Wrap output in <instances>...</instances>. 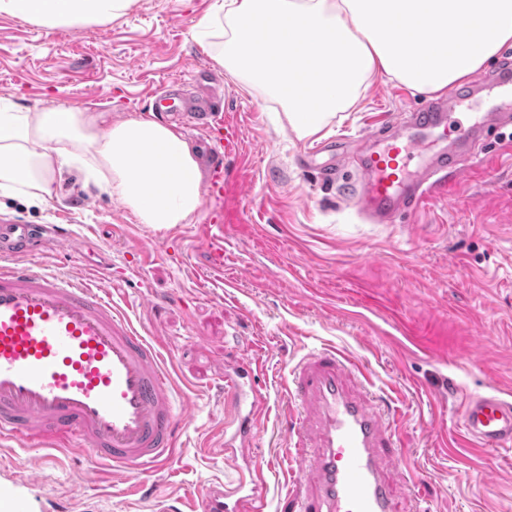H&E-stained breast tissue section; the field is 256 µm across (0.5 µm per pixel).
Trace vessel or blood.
Returning a JSON list of instances; mask_svg holds the SVG:
<instances>
[{
	"instance_id": "vessel-or-blood-1",
	"label": "vessel or blood",
	"mask_w": 512,
	"mask_h": 512,
	"mask_svg": "<svg viewBox=\"0 0 512 512\" xmlns=\"http://www.w3.org/2000/svg\"><path fill=\"white\" fill-rule=\"evenodd\" d=\"M512 125V60L483 79L408 110L367 137L352 162L348 195L373 224H395L418 210L481 150L490 129ZM69 231L43 237L31 224L0 225V441L28 448L65 445L111 465L126 479L159 471L177 452L176 429L192 401L180 395L159 345L142 336L115 302L111 265L94 283L49 272L31 256ZM259 364L224 368V462L237 476L204 485L191 512H266L271 466L254 451L261 406ZM361 363L333 348L308 355L289 392L306 414L310 448L288 451L289 482L305 485L299 512H394L383 469L399 455L396 421L351 382ZM461 448L512 447V401L469 396L461 413Z\"/></svg>"
}]
</instances>
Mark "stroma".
Instances as JSON below:
<instances>
[{"mask_svg": "<svg viewBox=\"0 0 512 512\" xmlns=\"http://www.w3.org/2000/svg\"><path fill=\"white\" fill-rule=\"evenodd\" d=\"M214 0H134L106 23L49 30L0 14V97L21 108L103 104L113 120L155 114L198 148L211 173L209 136L201 127L155 112L154 93L188 80L236 127L225 153L224 266L210 269L196 238L209 223L156 230L116 198L63 170L59 195L35 205L0 197V224H67L82 256L44 251L56 271L111 263L131 285L122 308L140 332L172 359L177 385L195 403L180 427L168 465L125 492L111 473L77 448L0 444V502L11 512H150L154 491L171 505L204 484L235 479L224 463L226 357L257 356L267 403L257 423V452L277 463L268 512L288 486L281 472L297 437L287 389L300 364L332 346L362 357L372 371L369 397L402 412L401 467L390 470L399 512H512V450L479 452L449 442L467 395L498 391L512 400V133L493 139L498 164L470 162L446 190L399 224H368L344 193L352 167L333 177L300 169L299 155L324 139L356 138L395 119L423 94L381 77L322 138L301 139L275 103L241 88L194 39L193 27ZM154 242L140 267L134 246Z\"/></svg>", "mask_w": 512, "mask_h": 512, "instance_id": "obj_1", "label": "stroma"}]
</instances>
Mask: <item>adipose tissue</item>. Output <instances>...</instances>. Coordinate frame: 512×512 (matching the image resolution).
I'll return each mask as SVG.
<instances>
[{
  "mask_svg": "<svg viewBox=\"0 0 512 512\" xmlns=\"http://www.w3.org/2000/svg\"><path fill=\"white\" fill-rule=\"evenodd\" d=\"M132 0H0V14L46 27L106 21ZM269 28L256 42L244 23ZM246 90L279 103L298 138L359 103L375 77L443 93L512 46V0H215L193 27ZM0 195L39 204L68 167L155 228L191 224L202 175L185 137L149 117L114 122L92 106L18 111L0 98Z\"/></svg>",
  "mask_w": 512,
  "mask_h": 512,
  "instance_id": "obj_1",
  "label": "adipose tissue"
}]
</instances>
